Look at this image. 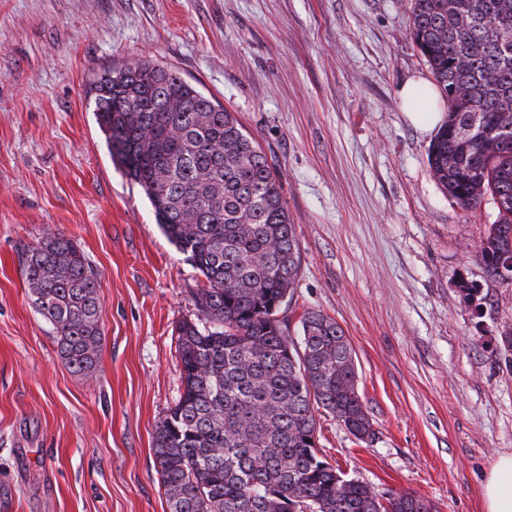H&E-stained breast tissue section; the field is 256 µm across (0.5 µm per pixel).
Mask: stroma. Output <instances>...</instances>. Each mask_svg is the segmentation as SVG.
Wrapping results in <instances>:
<instances>
[{"instance_id": "obj_1", "label": "stroma", "mask_w": 512, "mask_h": 512, "mask_svg": "<svg viewBox=\"0 0 512 512\" xmlns=\"http://www.w3.org/2000/svg\"><path fill=\"white\" fill-rule=\"evenodd\" d=\"M410 18V0H0V512H167L152 436L204 278L96 122L90 82L136 55L235 112L281 171L302 252L283 317L293 336L307 309L340 324L376 431L358 443L317 412L323 457L435 512H485L512 453V286L476 256L490 206L449 201L404 112L401 87L431 80ZM50 228L100 274L87 374L27 290Z\"/></svg>"}]
</instances>
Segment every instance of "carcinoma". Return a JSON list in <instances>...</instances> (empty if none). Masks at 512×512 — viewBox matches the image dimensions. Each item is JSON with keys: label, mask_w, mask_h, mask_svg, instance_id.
Wrapping results in <instances>:
<instances>
[{"label": "carcinoma", "mask_w": 512, "mask_h": 512, "mask_svg": "<svg viewBox=\"0 0 512 512\" xmlns=\"http://www.w3.org/2000/svg\"><path fill=\"white\" fill-rule=\"evenodd\" d=\"M410 36L447 104L428 164L464 210L491 205L477 250L512 285V0H412ZM112 161L149 199L167 238L204 277L197 315L175 328L184 390L154 431L168 512H433L421 496L348 477L317 447L323 409L355 441L375 438L353 346L306 310L280 318L301 272L277 166L233 113L178 73L133 57L94 79ZM33 303L58 350L90 372L101 282L58 229L26 254Z\"/></svg>", "instance_id": "cac0c4a2"}]
</instances>
